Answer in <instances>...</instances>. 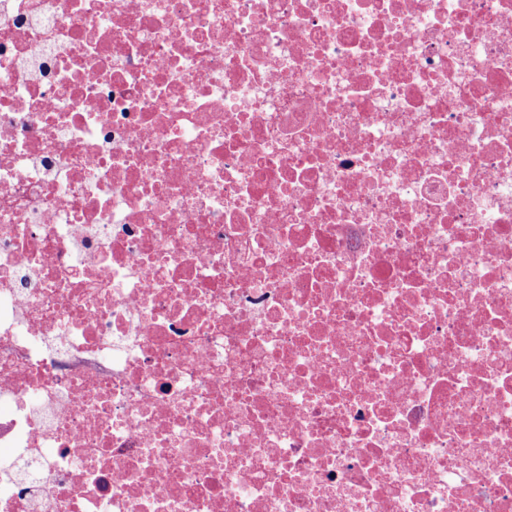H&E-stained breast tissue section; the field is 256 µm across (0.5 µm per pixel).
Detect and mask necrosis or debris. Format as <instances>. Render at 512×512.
Instances as JSON below:
<instances>
[{
	"instance_id": "4bbe7bcc",
	"label": "necrosis or debris",
	"mask_w": 512,
	"mask_h": 512,
	"mask_svg": "<svg viewBox=\"0 0 512 512\" xmlns=\"http://www.w3.org/2000/svg\"><path fill=\"white\" fill-rule=\"evenodd\" d=\"M0 512H512V0H0Z\"/></svg>"
}]
</instances>
